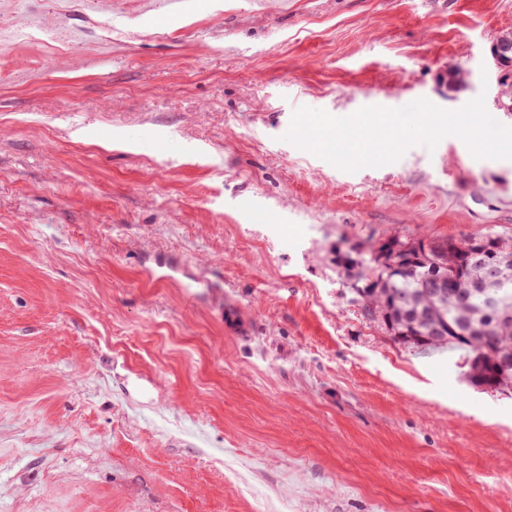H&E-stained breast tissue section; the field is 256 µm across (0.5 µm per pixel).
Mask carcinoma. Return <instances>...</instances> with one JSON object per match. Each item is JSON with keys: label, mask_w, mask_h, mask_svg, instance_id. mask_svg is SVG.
Instances as JSON below:
<instances>
[{"label": "carcinoma", "mask_w": 512, "mask_h": 512, "mask_svg": "<svg viewBox=\"0 0 512 512\" xmlns=\"http://www.w3.org/2000/svg\"><path fill=\"white\" fill-rule=\"evenodd\" d=\"M477 239L495 257L508 263L509 278L491 292L508 298L512 309V236L486 233ZM472 238H448V252L425 249L415 242L395 241L397 248L385 257L374 250L351 245L338 251L336 264L347 287L361 304L363 316L379 323L391 338L407 347L435 349L446 347L465 353L468 381L475 387L512 388V368L503 369L504 356L512 355V322L500 320L498 313L486 307L484 297L473 296L460 306L453 298L434 302L424 278L437 272L448 279V287L467 288L480 274L463 256ZM436 316L443 335L431 336L427 318Z\"/></svg>", "instance_id": "obj_1"}]
</instances>
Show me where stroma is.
Returning a JSON list of instances; mask_svg holds the SVG:
<instances>
[{
  "label": "stroma",
  "instance_id": "stroma-1",
  "mask_svg": "<svg viewBox=\"0 0 512 512\" xmlns=\"http://www.w3.org/2000/svg\"><path fill=\"white\" fill-rule=\"evenodd\" d=\"M116 2L0 48V512H512V390L394 342L333 253L512 236V160L284 139L421 98L512 127V0ZM490 52L497 69V84L500 87L503 85L504 88L507 89L506 94L508 98V103H510L508 105L512 106V68L507 71V75L505 77L507 67H510L512 63V41L498 40L491 46ZM504 77L506 81L503 83V81L505 80ZM510 106L505 107V111L512 112V107Z\"/></svg>",
  "mask_w": 512,
  "mask_h": 512
}]
</instances>
